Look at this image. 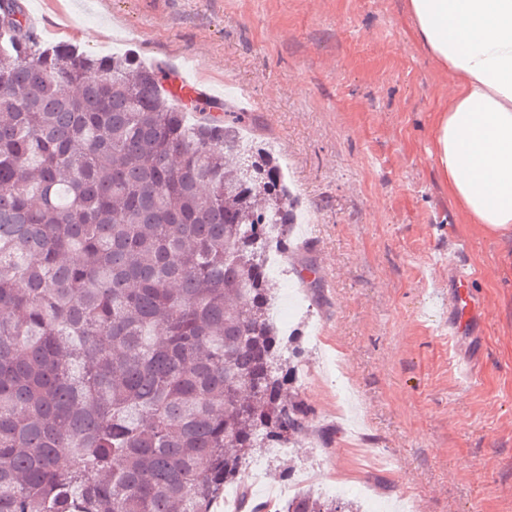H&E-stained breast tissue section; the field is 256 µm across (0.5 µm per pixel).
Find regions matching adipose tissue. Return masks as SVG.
I'll list each match as a JSON object with an SVG mask.
<instances>
[{"label":"adipose tissue","instance_id":"ef3b65f1","mask_svg":"<svg viewBox=\"0 0 512 512\" xmlns=\"http://www.w3.org/2000/svg\"><path fill=\"white\" fill-rule=\"evenodd\" d=\"M412 37L454 80L434 155L466 223L512 241V0H407Z\"/></svg>","mask_w":512,"mask_h":512}]
</instances>
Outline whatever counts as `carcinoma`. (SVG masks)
<instances>
[{
	"label": "carcinoma",
	"mask_w": 512,
	"mask_h": 512,
	"mask_svg": "<svg viewBox=\"0 0 512 512\" xmlns=\"http://www.w3.org/2000/svg\"><path fill=\"white\" fill-rule=\"evenodd\" d=\"M2 32L0 512H213L230 484L245 512L250 455L314 420L271 316L296 220L278 159L240 137L251 113L179 108L133 52L45 47L18 0Z\"/></svg>",
	"instance_id": "obj_1"
}]
</instances>
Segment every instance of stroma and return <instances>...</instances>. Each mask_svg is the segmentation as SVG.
<instances>
[{"label": "stroma", "instance_id": "stroma-1", "mask_svg": "<svg viewBox=\"0 0 512 512\" xmlns=\"http://www.w3.org/2000/svg\"><path fill=\"white\" fill-rule=\"evenodd\" d=\"M406 0H21L44 43L178 63L209 97L252 98L256 133L279 155L302 222L293 242L322 275L311 295L282 279L275 313L320 330L298 367L317 433L296 471L253 455L244 478L396 512H512V283L502 246L464 223L433 154V110L449 76L409 35ZM144 32L133 41V31ZM467 263L484 302L477 338L454 337L433 305ZM388 468L361 469L347 419Z\"/></svg>", "mask_w": 512, "mask_h": 512}]
</instances>
